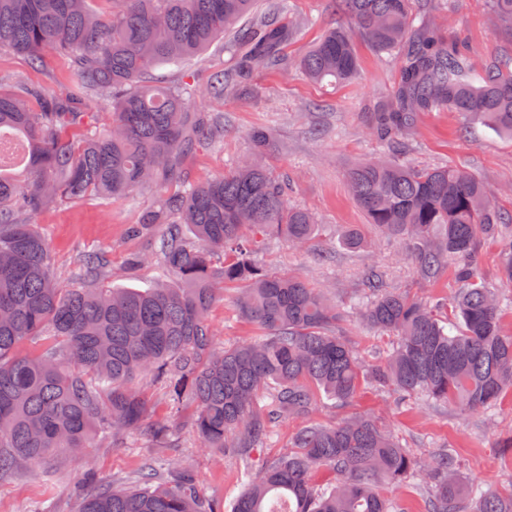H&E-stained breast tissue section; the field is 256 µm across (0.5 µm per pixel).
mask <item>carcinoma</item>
<instances>
[{
    "label": "carcinoma",
    "mask_w": 512,
    "mask_h": 512,
    "mask_svg": "<svg viewBox=\"0 0 512 512\" xmlns=\"http://www.w3.org/2000/svg\"><path fill=\"white\" fill-rule=\"evenodd\" d=\"M92 2L0 0V49L36 67L52 49L75 70L60 93L0 88V153L7 138L25 147L20 177L4 176L0 164V477L97 438H125L147 416L148 398L135 381L150 375L221 452L248 458L266 447L280 421L302 422L287 453L244 470L228 512H402L380 485L412 481L426 496V512H512V487L467 485L446 448L420 462L372 418L310 421L318 395L347 404L363 384L450 403L465 415L512 393V335L502 328L498 289L478 271L484 247L497 243L502 285L512 288V213L492 206L483 184L454 166L390 157L348 168L368 224L403 244L420 280L437 281L451 263L457 285L447 300L431 303L385 287L382 273L369 270L361 318L390 345L379 362L366 364L340 334L344 309L300 277L268 272L246 257L250 233L302 246L317 232L312 214L288 206L283 185L258 160L269 149L268 131H253V156L219 177L191 183L182 167L200 135L220 137L211 113L187 106L199 89L224 99L259 69L349 83L359 39L389 55L398 71L369 126L391 153L405 149L422 114L441 109L512 136V57L474 70L459 42L433 25L436 3L336 0L347 25L325 30L302 53L286 55L296 25L259 14L248 33L225 45L238 58L232 72L202 87L157 86L147 81L155 64L179 65L199 53L252 14L255 0H102L104 13ZM488 3L494 25L512 33V0ZM90 91L112 108L106 132L84 111ZM155 181L176 190L144 211L132 232L168 225L156 253L177 282L145 291L94 288L109 273L94 253L78 269L89 287L63 285L33 218L89 196L107 204ZM183 226L196 242L183 237ZM226 282L248 284L239 312L259 335L218 349L208 311ZM28 340L43 342V350L24 352ZM81 512L220 509L189 471H173L159 456L145 459L130 485H103Z\"/></svg>",
    "instance_id": "obj_1"
}]
</instances>
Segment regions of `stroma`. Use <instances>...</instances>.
<instances>
[{"label": "stroma", "instance_id": "35a3bbf8", "mask_svg": "<svg viewBox=\"0 0 512 512\" xmlns=\"http://www.w3.org/2000/svg\"><path fill=\"white\" fill-rule=\"evenodd\" d=\"M290 2L295 14L308 18L309 24L289 45V54H298L326 28L343 21L333 0ZM434 21L443 34L461 40L475 69L512 52V36L493 26L487 0H458L454 9L436 12ZM357 53L360 77L352 83L317 84L293 71H261L237 96L219 101L195 95L190 101L192 111L223 113L224 137L196 147L185 161L186 172L200 182L223 175L250 154L252 131L269 129L271 148L264 160L287 181L289 205L311 212L319 230L303 247L277 235L268 236L252 254L257 265L300 276L344 304L362 297V274L371 266L383 270L386 287L428 301L447 297L455 286L452 272L431 284L420 282L402 246L374 228L366 230L371 242L367 250L352 251L342 243L348 225L366 221L345 171L358 161L385 153V145L368 133L370 114L397 85V72L387 55L362 42ZM235 64V56L225 51L223 40L218 39L181 66L156 65L152 75L169 84L203 83L234 69ZM73 75L69 59L55 52H47L45 66L36 69L27 58L0 50L1 84L22 81L58 90L68 86ZM403 159L416 166L460 167L481 181L501 211L512 212V137L467 113L445 110L422 115ZM167 191V185L157 183L106 205L88 197L39 215L36 222L49 243L59 279L73 285L78 260L99 252L106 256L111 270L104 287L143 290L171 281L155 253L165 225H156L140 236L129 231L142 211ZM135 255L143 256L144 261L132 269L128 261ZM239 294L238 284H225L211 308L209 320L219 345L229 346L257 334L239 313ZM345 333L367 363L382 357L386 338L369 328L358 313H351ZM148 395V424L124 440H104L99 446L81 449L60 472L37 464L0 480V512H79L84 498L94 493L99 483L119 480L137 468L148 453V425L159 419L171 423L179 464L191 470L207 497L229 504L242 489L243 462L232 454L205 448L184 417L170 415L160 387H149ZM356 414L376 418L417 457L442 446L450 448L461 460V474L467 483L512 486V458L500 456L496 448L499 435L512 430V394L484 413L462 415L446 404L420 396L402 399L366 384L347 406L318 401L312 418L335 424Z\"/></svg>", "mask_w": 512, "mask_h": 512}]
</instances>
